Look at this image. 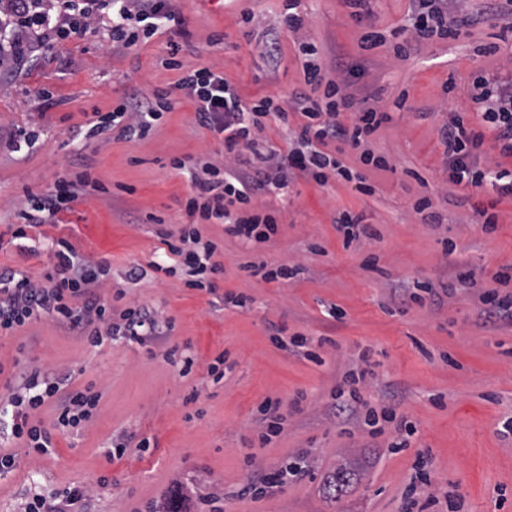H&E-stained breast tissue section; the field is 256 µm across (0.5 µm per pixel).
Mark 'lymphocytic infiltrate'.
I'll return each instance as SVG.
<instances>
[{"instance_id": "1", "label": "lymphocytic infiltrate", "mask_w": 512, "mask_h": 512, "mask_svg": "<svg viewBox=\"0 0 512 512\" xmlns=\"http://www.w3.org/2000/svg\"><path fill=\"white\" fill-rule=\"evenodd\" d=\"M112 12L110 33L113 42L130 47L140 35H154L161 27L177 22L168 0H101ZM6 19L0 24V44L15 52H30L44 47L50 38L66 39L88 32L95 20L89 0H6ZM411 33L395 48L397 56L434 38L454 39L472 24V15L459 0H415ZM304 58L307 85L322 89L320 97L303 94L294 97L293 109L303 121L289 144L287 154L261 153L257 141L264 129L263 117L272 115L287 121L288 111L279 97L242 99L223 73L208 67L186 72L178 81L195 105L196 121L202 128L223 135L224 153L243 159V168L229 170L223 164L198 161L192 174L193 192L184 205L185 222L178 233H166L162 242L175 260L185 287L201 289L205 280L220 275L224 267L214 259L217 247L203 239L199 222L223 225L227 234L244 243L267 242L278 232L276 213L255 209L257 194L281 190L296 177L323 185L329 174L355 182L362 192H370L362 175L336 155L328 153L330 143L359 149L362 164L378 170L388 169V157L374 153L370 137L387 113L376 108L355 109L354 99L343 84L325 76L318 47L304 41L299 45ZM471 99L478 104L486 123L495 132L496 146L503 156H512V90L496 85L486 77H476ZM164 95L147 96L130 89L124 100L107 116L99 118L98 130H117L119 136L145 137L166 109ZM353 111L350 123L340 115ZM448 178L455 185L483 187L501 183L512 193V171L480 166L476 152L484 142L482 132L469 127L460 113L452 112L441 128ZM87 173L58 181L51 190L30 194L29 205L21 209L23 224L12 236L23 239L28 229L46 223L69 210ZM55 263L51 272L36 277L29 272L0 267V337L12 335L33 323L48 320L63 334L76 337L92 347L122 335L145 343L164 320L163 312L136 305L117 307L100 276L102 263L79 255L64 238L50 241ZM102 398L95 384L73 386L68 371L28 365L13 376L12 390L5 403L11 408L8 421L0 422V473L15 466V457L3 453L6 445H17L29 455L50 454L57 434L83 426L96 414ZM51 407V425L36 421L42 407ZM91 495L85 487L73 486L47 494L32 493L22 498L18 512H88Z\"/></svg>"}]
</instances>
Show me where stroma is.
<instances>
[{"instance_id": "obj_1", "label": "stroma", "mask_w": 512, "mask_h": 512, "mask_svg": "<svg viewBox=\"0 0 512 512\" xmlns=\"http://www.w3.org/2000/svg\"><path fill=\"white\" fill-rule=\"evenodd\" d=\"M185 37L166 27L132 47L102 32L53 44L0 64V266L38 273L49 253L21 250L11 237L26 191H43L60 178L89 171L108 193L88 190L54 223L30 229L29 238L66 237L76 251L108 265L105 284L126 301L157 308L171 318L144 344L123 339L92 348L42 322L0 339V364L11 367L26 345L34 364L73 370V385L95 382L103 393L95 418L83 429L58 434L52 454L40 458L15 449L16 465L0 474V512H14L29 488L50 493L89 487L91 512H152L175 504L178 512H399L418 456L428 459L432 489L455 491L463 512H512V321L488 316L482 292L500 291L496 274L512 268V194L490 186L464 189L448 180L439 130L449 110L467 113L485 134L481 164L512 170L494 131L467 94L472 78L512 82V16L478 15L454 40H433L397 56L392 32L408 25L414 0H371L351 15L343 0H301L300 33L278 29L283 0H170ZM254 20L246 24L243 12ZM388 32L386 43L363 51L368 27ZM177 39L183 68L222 72L243 99L274 94L291 100L305 90L298 44L315 43L329 77L356 98L389 112L374 136L386 170L363 168L374 192L329 179L299 178L286 192L259 195L257 205L279 212L274 242L248 249L219 224L203 233L219 245L224 266L215 292L185 288L179 276L157 272L171 265L157 227L175 231L192 189L172 158L196 163L224 159V142L201 128L192 101L177 87L182 70L162 61ZM166 93L169 112L143 138L107 131L88 136L90 121L112 111L129 87ZM429 196L432 207L413 204ZM497 216L494 230L477 224L480 209ZM354 211L379 236L359 248L343 246L340 212ZM293 266L288 281L249 276L246 263ZM143 278L129 283L131 267ZM474 274L457 282L460 270ZM451 286L438 298L422 290ZM512 293V284L505 287ZM253 296L251 310L225 305L228 293ZM343 309L331 317V307ZM326 337L324 365L273 343L277 329ZM191 343L192 372L180 376L162 351ZM370 349L372 377L357 381L358 353ZM224 359V378L212 384L208 366ZM200 389L197 403L182 399ZM407 416L417 428L398 447L393 423L367 426L362 414L336 410V391ZM281 398L283 432L261 441L265 398ZM149 438L106 458L110 441ZM305 454L308 472L271 490L260 473ZM254 494L242 495L244 486Z\"/></svg>"}]
</instances>
